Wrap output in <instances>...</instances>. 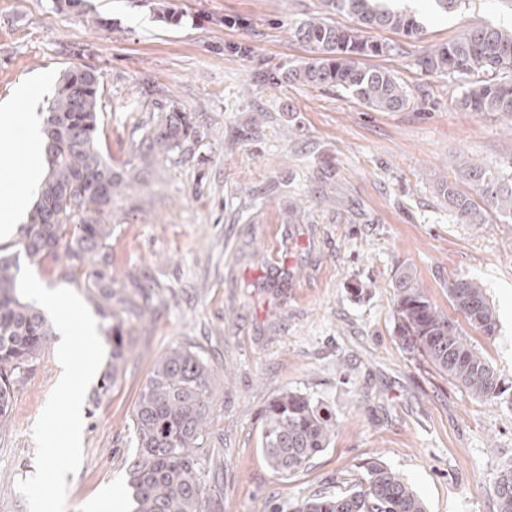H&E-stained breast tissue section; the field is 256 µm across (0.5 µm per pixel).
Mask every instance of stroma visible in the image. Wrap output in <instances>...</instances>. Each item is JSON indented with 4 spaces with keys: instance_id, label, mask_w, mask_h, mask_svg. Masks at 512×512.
Here are the masks:
<instances>
[{
    "instance_id": "1",
    "label": "stroma",
    "mask_w": 512,
    "mask_h": 512,
    "mask_svg": "<svg viewBox=\"0 0 512 512\" xmlns=\"http://www.w3.org/2000/svg\"><path fill=\"white\" fill-rule=\"evenodd\" d=\"M424 19L360 65L391 71L411 98L397 112L349 92L285 80L314 57L293 26L348 16L324 0H0V104L44 116L63 74L91 69L103 89L98 143L122 182L112 195V298L65 256L20 265L48 288L77 292L104 349L119 326L124 358H104L86 393L83 459L67 475L66 512L103 488L128 500L137 454L133 408L153 365L184 345L216 380L205 468L206 512H288L290 502L354 483L366 463L397 471L426 512H497L493 482L512 467V223L464 224L439 194L463 164L512 163V118L466 112L462 83L418 56L465 28L512 27V0H397ZM181 16L178 24L162 14ZM41 79L40 94H19ZM190 113L198 137L150 158L143 140L166 111ZM410 271L493 365L508 402L481 401L403 349L395 277ZM479 281L496 311L485 335L448 299L449 280ZM49 342L27 368L0 430V512H28L16 484L35 471L32 429L61 371ZM115 372L109 389L102 375ZM286 390L335 410L336 437L288 478L269 467L262 414Z\"/></svg>"
}]
</instances>
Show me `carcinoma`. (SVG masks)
Returning <instances> with one entry per match:
<instances>
[{
	"label": "carcinoma",
	"instance_id": "carcinoma-1",
	"mask_svg": "<svg viewBox=\"0 0 512 512\" xmlns=\"http://www.w3.org/2000/svg\"><path fill=\"white\" fill-rule=\"evenodd\" d=\"M390 0H326L330 11L346 14L356 28H342L314 18L292 28L294 37L316 47L322 56L290 68L286 79L310 86L344 88L362 104L382 112L410 105V96L383 69L364 68L363 55H382L387 45L361 38L365 28H385L415 36L423 31L418 15L392 8ZM422 69L463 81L458 100L466 112L512 114V29L480 26L417 59ZM101 87L88 69L66 73L47 108L48 171L28 213L20 240L31 259L57 255L93 264L92 286L111 271L109 224L116 174L112 160L98 147ZM196 137L192 117L167 112L163 122L144 137L149 154L167 155ZM460 178L479 187L487 207L451 184L439 193L464 224H487L490 218L512 220V163L495 171L471 163ZM17 258L0 254V428L8 421L21 374L37 359L54 335L45 315L16 294ZM448 299L467 322L486 335L495 333L494 311L479 282L457 277L448 281ZM396 335L408 351H418L474 398L489 401L506 389L493 366L461 336L410 276L398 280ZM213 371L199 353L183 346L169 348L154 364L133 411L138 459L129 488L135 512H205L202 447L213 395ZM338 430L336 411L308 397L285 391L266 408L260 430L261 450L281 476L301 471L329 447ZM498 512H512V472L495 486ZM291 512H425L420 497L396 471L381 464L367 466L354 488L319 493L294 503Z\"/></svg>",
	"mask_w": 512,
	"mask_h": 512
}]
</instances>
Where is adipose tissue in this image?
Masks as SVG:
<instances>
[{
  "label": "adipose tissue",
  "instance_id": "1",
  "mask_svg": "<svg viewBox=\"0 0 512 512\" xmlns=\"http://www.w3.org/2000/svg\"><path fill=\"white\" fill-rule=\"evenodd\" d=\"M0 127L16 128L11 139H0V153L17 161L14 179L0 184V241L15 238L27 201L44 178L46 141L35 118H20L9 108L0 109Z\"/></svg>",
  "mask_w": 512,
  "mask_h": 512
}]
</instances>
